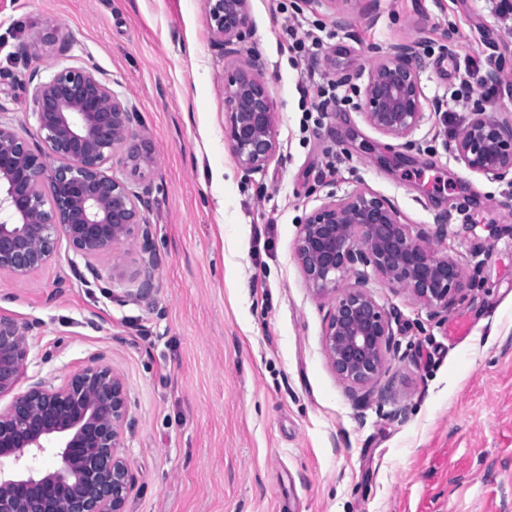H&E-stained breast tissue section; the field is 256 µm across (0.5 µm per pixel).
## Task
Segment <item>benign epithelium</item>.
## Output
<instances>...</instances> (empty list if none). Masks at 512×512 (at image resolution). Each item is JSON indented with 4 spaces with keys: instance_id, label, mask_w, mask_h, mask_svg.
Wrapping results in <instances>:
<instances>
[{
    "instance_id": "benign-epithelium-1",
    "label": "benign epithelium",
    "mask_w": 512,
    "mask_h": 512,
    "mask_svg": "<svg viewBox=\"0 0 512 512\" xmlns=\"http://www.w3.org/2000/svg\"><path fill=\"white\" fill-rule=\"evenodd\" d=\"M213 42L237 57L246 38L249 0H205ZM408 42L375 63L356 109L380 133L411 137L428 121ZM256 58L236 63L224 82V135L238 163L262 170L279 148L277 106ZM28 92L38 145L0 121V272L23 283L50 262L61 242L96 275L93 259L133 245L141 255L139 288L150 299L156 262L143 195L114 175L120 163L140 177L153 158L137 132L136 113L93 66L63 58L35 70ZM448 154L493 180L512 176V116L483 108L448 142ZM296 257L311 290L333 299L324 348L339 379L372 394L395 346L392 316L366 287L368 271L407 290L433 314L448 312L466 287L465 268L435 254L411 233L390 200L366 188L333 196L300 224ZM35 325L0 309V512H125L130 481L124 447L128 393L121 376L92 359L55 385L29 380Z\"/></svg>"
}]
</instances>
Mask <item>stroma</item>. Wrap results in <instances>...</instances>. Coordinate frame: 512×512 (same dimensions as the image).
<instances>
[{"label": "stroma", "instance_id": "1", "mask_svg": "<svg viewBox=\"0 0 512 512\" xmlns=\"http://www.w3.org/2000/svg\"><path fill=\"white\" fill-rule=\"evenodd\" d=\"M495 3L376 0L331 12L250 0L242 52L262 64L280 142L253 173L224 136L231 61L212 43L204 0H0V120L35 140L34 63L19 48L49 19L64 39L44 61L64 55L111 80L155 159L136 181L157 254L149 301L130 298L141 263L132 248L117 264L95 259L94 278L74 275L64 246L23 283L0 273V309L39 323L51 354L30 377L56 384L97 357L123 378L125 512H512V181L471 172L445 149L473 107L512 113V32ZM291 23L321 43L316 82L336 84L323 111L302 109ZM407 41L422 44L425 100L444 103L408 141L354 106L372 65ZM357 187L390 200L473 281L435 318L370 277L395 320V349L365 404L326 358L331 304L295 255L302 219ZM441 213L451 216L443 233ZM459 324L467 335L450 337Z\"/></svg>", "mask_w": 512, "mask_h": 512}]
</instances>
